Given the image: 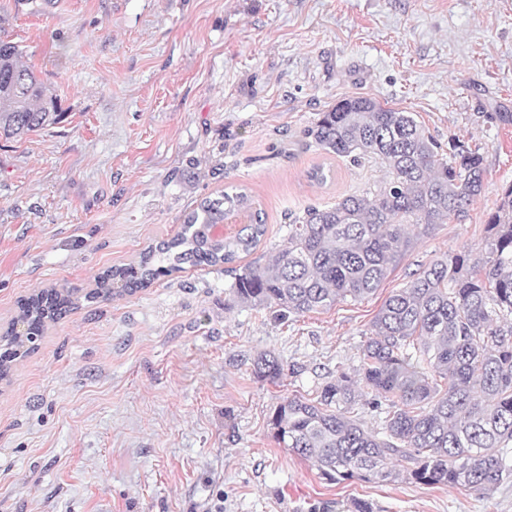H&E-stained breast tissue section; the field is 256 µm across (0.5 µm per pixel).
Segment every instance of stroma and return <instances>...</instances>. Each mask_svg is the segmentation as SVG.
<instances>
[{
    "mask_svg": "<svg viewBox=\"0 0 512 512\" xmlns=\"http://www.w3.org/2000/svg\"><path fill=\"white\" fill-rule=\"evenodd\" d=\"M0 29L63 114L0 137V331L45 288L170 239L201 199L247 187L266 233L233 268L185 266L81 303L0 382V512H512L398 481L330 483L273 437L275 407L359 363L384 301L449 252L482 255L512 184V0H0ZM412 113L483 157L465 216L414 239L375 293L278 322L234 300V269L288 242L293 215L385 180L306 130L344 98ZM326 183L310 181L316 165ZM275 354L274 383L251 359Z\"/></svg>",
    "mask_w": 512,
    "mask_h": 512,
    "instance_id": "stroma-1",
    "label": "stroma"
}]
</instances>
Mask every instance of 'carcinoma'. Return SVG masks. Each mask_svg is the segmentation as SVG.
I'll use <instances>...</instances> for the list:
<instances>
[{"instance_id":"1","label":"carcinoma","mask_w":512,"mask_h":512,"mask_svg":"<svg viewBox=\"0 0 512 512\" xmlns=\"http://www.w3.org/2000/svg\"><path fill=\"white\" fill-rule=\"evenodd\" d=\"M61 116L57 95L23 62L20 45L0 38V136L23 137ZM307 135L353 164L381 160L388 178L360 195L307 209L288 225V246L235 274L234 299L267 308L278 321L374 293L411 247L409 227L425 233L460 217L484 190L477 151L453 142L450 156L440 154L409 113L370 97L340 101ZM242 211L250 212V222L238 232L211 235L227 214ZM264 234L252 196L233 186L202 199L181 231L139 261L102 271L84 297L50 288L21 300L6 335L22 347L81 299L131 295L185 263H232ZM467 261L446 254L413 273L380 308L354 372H337L314 401L287 397L276 406L270 425L277 442L314 461L332 483L412 480L484 495L512 481V185L489 220L484 255L470 272ZM252 366L260 380L274 382L284 372L271 353L257 355ZM363 388L373 394L369 405L385 414L382 437L341 410L355 405ZM395 459L407 466L396 468Z\"/></svg>"}]
</instances>
